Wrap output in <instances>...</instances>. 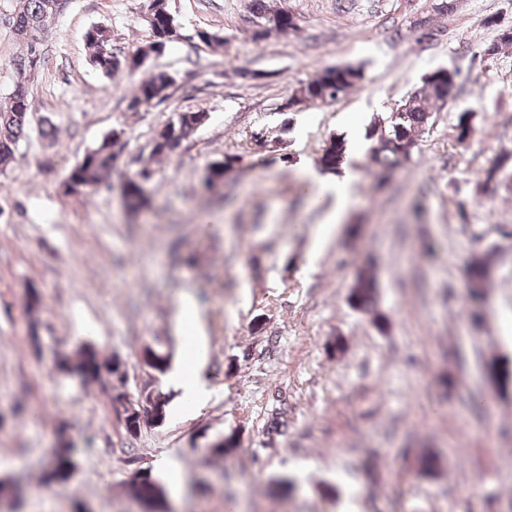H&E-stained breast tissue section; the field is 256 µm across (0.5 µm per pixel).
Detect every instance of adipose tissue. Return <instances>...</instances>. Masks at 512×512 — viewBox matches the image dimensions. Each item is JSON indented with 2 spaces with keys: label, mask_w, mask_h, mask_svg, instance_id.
<instances>
[{
  "label": "adipose tissue",
  "mask_w": 512,
  "mask_h": 512,
  "mask_svg": "<svg viewBox=\"0 0 512 512\" xmlns=\"http://www.w3.org/2000/svg\"><path fill=\"white\" fill-rule=\"evenodd\" d=\"M200 307L190 294H181L176 305V320L186 340L182 349L181 362L172 377L173 383L182 389L191 402H199L205 390L201 377V344L196 337V326Z\"/></svg>",
  "instance_id": "ef3b65f1"
}]
</instances>
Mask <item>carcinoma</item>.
Instances as JSON below:
<instances>
[{
    "label": "carcinoma",
    "instance_id": "carcinoma-1",
    "mask_svg": "<svg viewBox=\"0 0 512 512\" xmlns=\"http://www.w3.org/2000/svg\"><path fill=\"white\" fill-rule=\"evenodd\" d=\"M63 0H19L13 16L15 33L27 40V57L18 61L21 67L35 70L45 64L37 45L41 40L45 22L59 13ZM154 12L149 21L152 41L139 48L134 54L123 56L112 48V31L102 25L92 26L86 41L93 48L92 63L103 75L110 76L121 68L129 71L139 69L151 54H160L168 43L181 38L178 25L168 10L167 0H153ZM256 5L253 15L258 28L255 38L266 39L273 34L286 33L296 28L294 18L287 12H271L264 6V0H252ZM459 72L435 69L420 79L413 92L402 104L381 116L370 124L366 133L369 141L368 153L373 166L377 167L376 176L383 182L393 172L411 159L417 146V137L427 127L432 118V107L443 94L452 90L457 83ZM364 78L363 69L353 64L332 65L322 68L314 78L296 88L288 99V107L336 100L348 93ZM176 79L167 72H159L141 80L132 97L128 109L137 112L143 107L161 103L168 97V90ZM475 113L470 109L458 112L455 139L458 143L468 142L474 134ZM207 121L203 112H179L157 132L150 154V163L143 165L121 187L120 199L124 209L137 214L149 205L147 187L141 179H153L157 173L152 163L170 157L191 135ZM29 137V106L10 97L9 105L0 108V173L3 174L15 160V151L19 143ZM120 134L116 131L106 135L95 148L85 152L83 157L71 169L62 182L63 192L67 195L87 194L106 183V177L112 172V166L119 157L116 146ZM348 143L341 135H331L322 146L318 164L323 172L339 173L347 163ZM240 156L227 154L224 160L210 165L207 171L206 185L211 186L224 181L226 174L235 168ZM511 155L492 162L486 170L481 187L491 190L507 171ZM490 264L483 259H475L469 266L471 294L481 295L490 280ZM378 281L372 269L357 273L351 285L348 302L351 307L373 314V323L380 329L389 327V320L375 311ZM139 352L159 360L157 369L165 375L171 368V354L151 343L143 344ZM57 370L70 378L79 380L83 385L103 384L109 381L113 395L112 405L128 413L130 403L127 394L120 391L125 385L126 362L118 355L105 356L94 346L80 349L77 357L60 354L56 359ZM486 373L490 383L506 386L512 383V366L506 362L491 360L486 364ZM239 449V438L235 431L226 433L213 441L208 454L212 458L231 456ZM76 468L74 448L60 431L56 435V447L41 468V481L46 484L66 486L73 477ZM440 468L439 457L422 450L415 458L416 472L422 476H432ZM128 499L136 506L137 512H173L167 492L158 479L147 476L131 478L125 485ZM22 487L14 480L0 481V512H10V506L21 495Z\"/></svg>",
    "mask_w": 512,
    "mask_h": 512
}]
</instances>
